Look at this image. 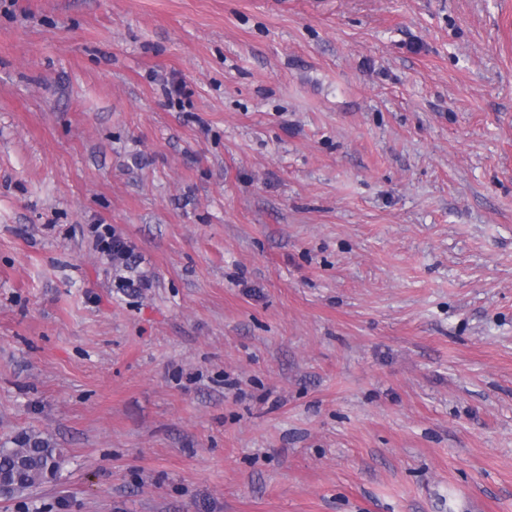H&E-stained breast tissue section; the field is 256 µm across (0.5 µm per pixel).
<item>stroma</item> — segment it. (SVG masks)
Masks as SVG:
<instances>
[{
    "label": "stroma",
    "mask_w": 512,
    "mask_h": 512,
    "mask_svg": "<svg viewBox=\"0 0 512 512\" xmlns=\"http://www.w3.org/2000/svg\"><path fill=\"white\" fill-rule=\"evenodd\" d=\"M23 432L0 512H512V0H0ZM65 462L61 450L33 433L1 442L0 497L13 498L54 479Z\"/></svg>",
    "instance_id": "35a3bbf8"
}]
</instances>
